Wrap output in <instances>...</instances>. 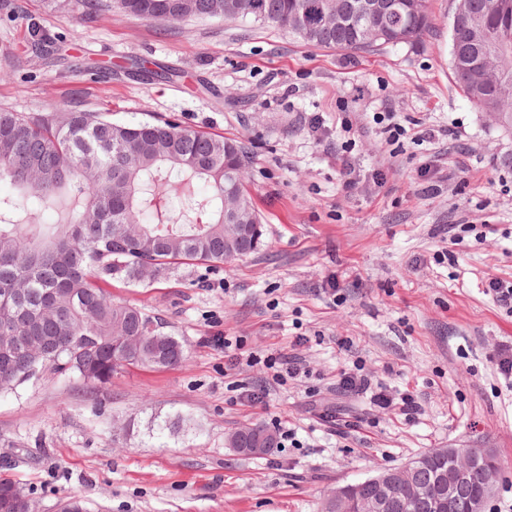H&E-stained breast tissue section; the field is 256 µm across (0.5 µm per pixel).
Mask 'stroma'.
I'll return each instance as SVG.
<instances>
[{"label": "stroma", "mask_w": 512, "mask_h": 512, "mask_svg": "<svg viewBox=\"0 0 512 512\" xmlns=\"http://www.w3.org/2000/svg\"><path fill=\"white\" fill-rule=\"evenodd\" d=\"M9 2L0 110L175 120L237 139L263 224L260 247L224 267L113 281L114 300L184 344L179 366L128 367L93 394L49 373L0 395V467L39 512L73 497L87 512H319L329 488L451 447L496 449L483 512H512V379L499 369L512 313L484 293L488 278L512 281V133L454 80L453 0H429L435 27L420 42L371 53L249 20L140 21L114 0L89 18L82 0ZM34 22L48 54L29 43ZM387 110L406 129L392 146L373 121ZM346 159L383 170V186L344 193ZM428 175L436 194L422 192ZM445 250L455 264L434 261ZM235 336L262 356L297 352L310 377L240 403L264 367L226 373ZM358 367L412 397L415 418L340 390V371ZM247 423L296 442L240 455L227 436Z\"/></svg>", "instance_id": "35a3bbf8"}]
</instances>
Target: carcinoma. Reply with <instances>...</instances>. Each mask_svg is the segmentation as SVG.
Returning <instances> with one entry per match:
<instances>
[{
	"instance_id": "carcinoma-1",
	"label": "carcinoma",
	"mask_w": 512,
	"mask_h": 512,
	"mask_svg": "<svg viewBox=\"0 0 512 512\" xmlns=\"http://www.w3.org/2000/svg\"><path fill=\"white\" fill-rule=\"evenodd\" d=\"M359 0H118L142 20L249 19L284 29L313 47L373 52L413 45L433 28L427 0H408L384 17L336 12ZM452 23L456 83L500 127L512 131V50L488 59L478 40L483 22L512 36V13L499 0H459ZM245 145L175 121L115 122L105 112L23 114L0 110V391L51 370L76 376L88 389L127 366L171 367L181 343L146 312L112 300L114 280L157 277L176 264L221 267L255 252L260 217L245 182ZM204 181L206 192L197 188ZM57 213L50 232L40 211ZM266 427L229 434L235 449ZM482 470L462 493L483 496ZM13 512L36 504L11 479L0 497Z\"/></svg>"
}]
</instances>
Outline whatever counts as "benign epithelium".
Returning <instances> with one entry per match:
<instances>
[{
  "instance_id": "7a95c632",
  "label": "benign epithelium",
  "mask_w": 512,
  "mask_h": 512,
  "mask_svg": "<svg viewBox=\"0 0 512 512\" xmlns=\"http://www.w3.org/2000/svg\"><path fill=\"white\" fill-rule=\"evenodd\" d=\"M448 457V468L439 473L437 488L420 486L413 481L415 472L421 467L423 457H416L404 465L385 469L368 478L379 489V496L374 500L362 499L357 490L349 487L336 492L332 505L333 512H348L357 505L362 512H386L393 496L404 490L403 507L406 512H415L416 508L427 505L431 512H481V503L463 501L458 495L475 467H488L490 474L486 494L493 493L494 483L501 469L493 462L495 449L483 448L475 452L473 448H438L429 453V457Z\"/></svg>"
}]
</instances>
